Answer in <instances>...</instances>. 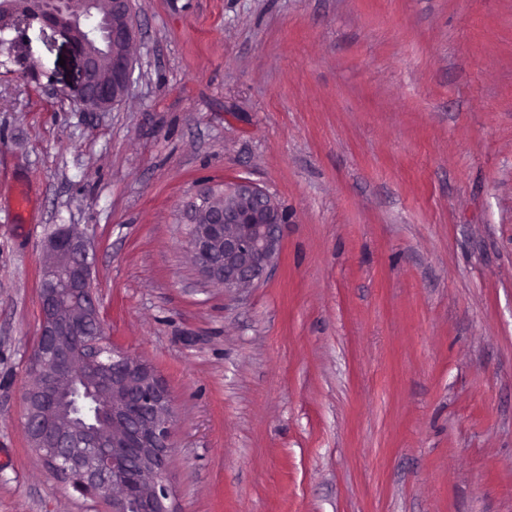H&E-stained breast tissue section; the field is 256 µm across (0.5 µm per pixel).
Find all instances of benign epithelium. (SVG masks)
I'll use <instances>...</instances> for the list:
<instances>
[{
  "instance_id": "benign-epithelium-1",
  "label": "benign epithelium",
  "mask_w": 512,
  "mask_h": 512,
  "mask_svg": "<svg viewBox=\"0 0 512 512\" xmlns=\"http://www.w3.org/2000/svg\"><path fill=\"white\" fill-rule=\"evenodd\" d=\"M93 0H42L36 8L18 0H0V30L12 38L15 57L23 56L20 30L38 23L62 35L78 56L82 79L73 93L84 110L99 112L122 101L128 92L136 29L131 23V0H107L103 22L94 36L81 27L80 10ZM242 205L210 211L204 223L196 221L199 204H191L193 224L189 249L205 279L239 292L264 280L281 252L283 220L267 223L261 215L276 205L262 190L240 183L225 191ZM60 254L64 265L44 263L40 270L41 326L31 359L40 390L37 407L28 409L24 428L42 441L41 448L55 468L78 472L77 489L100 497L106 485L119 488L111 499V512H159L169 491L165 483L169 436L175 413L159 377L137 358L112 351V362L98 360L100 344L84 339L82 324L63 321L58 310L71 304L99 315L93 287L90 244L73 225L62 224L43 244V255ZM84 351L81 371L74 372L73 355ZM99 378L85 386L92 414L64 433L74 384L87 374Z\"/></svg>"
}]
</instances>
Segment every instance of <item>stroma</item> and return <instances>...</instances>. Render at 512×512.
I'll list each match as a JSON object with an SVG mask.
<instances>
[{
    "mask_svg": "<svg viewBox=\"0 0 512 512\" xmlns=\"http://www.w3.org/2000/svg\"><path fill=\"white\" fill-rule=\"evenodd\" d=\"M89 113L51 29L0 65V512H108L21 424L42 245L75 224L113 346L176 411L170 512H512V0H132ZM247 181L280 260L236 295L188 205Z\"/></svg>",
    "mask_w": 512,
    "mask_h": 512,
    "instance_id": "obj_1",
    "label": "stroma"
}]
</instances>
